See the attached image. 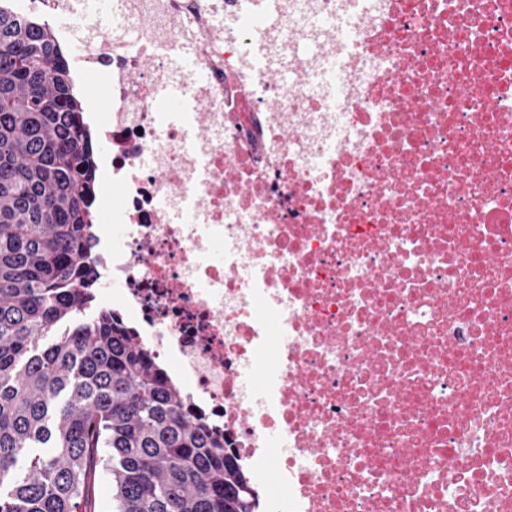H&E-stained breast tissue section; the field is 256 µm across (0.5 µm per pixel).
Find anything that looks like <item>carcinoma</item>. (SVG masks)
<instances>
[{
    "mask_svg": "<svg viewBox=\"0 0 512 512\" xmlns=\"http://www.w3.org/2000/svg\"><path fill=\"white\" fill-rule=\"evenodd\" d=\"M53 27L0 3V512H260L224 435L187 415L98 288L97 163ZM51 337L46 347L39 340ZM92 496L96 500V512H112L111 478L102 470L96 472Z\"/></svg>",
    "mask_w": 512,
    "mask_h": 512,
    "instance_id": "obj_1",
    "label": "carcinoma"
}]
</instances>
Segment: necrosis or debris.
<instances>
[{"label": "necrosis or debris", "instance_id": "necrosis-or-debris-1", "mask_svg": "<svg viewBox=\"0 0 512 512\" xmlns=\"http://www.w3.org/2000/svg\"><path fill=\"white\" fill-rule=\"evenodd\" d=\"M39 2L110 67L102 299L256 485L512 512V0Z\"/></svg>", "mask_w": 512, "mask_h": 512}]
</instances>
